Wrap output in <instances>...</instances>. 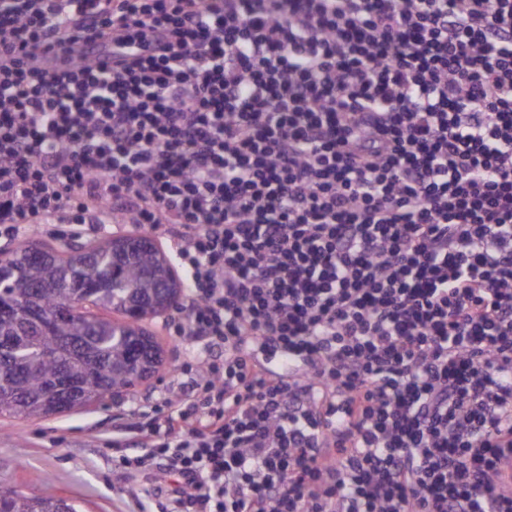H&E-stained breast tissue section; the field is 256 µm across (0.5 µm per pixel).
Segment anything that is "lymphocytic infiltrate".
<instances>
[{
  "label": "lymphocytic infiltrate",
  "instance_id": "f902f5d3",
  "mask_svg": "<svg viewBox=\"0 0 512 512\" xmlns=\"http://www.w3.org/2000/svg\"><path fill=\"white\" fill-rule=\"evenodd\" d=\"M112 223L188 280L162 512H512V0H0V239Z\"/></svg>",
  "mask_w": 512,
  "mask_h": 512
}]
</instances>
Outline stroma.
Masks as SVG:
<instances>
[{
	"mask_svg": "<svg viewBox=\"0 0 512 512\" xmlns=\"http://www.w3.org/2000/svg\"><path fill=\"white\" fill-rule=\"evenodd\" d=\"M174 318L170 312L146 320L165 359L158 372L131 391L40 420L0 416V488L38 495L50 486L71 498L79 512H157L154 492H140L135 500L121 493L124 451L113 447L112 438L133 444L136 426L176 389V373L192 347L179 342Z\"/></svg>",
	"mask_w": 512,
	"mask_h": 512,
	"instance_id": "35a3bbf8",
	"label": "stroma"
}]
</instances>
